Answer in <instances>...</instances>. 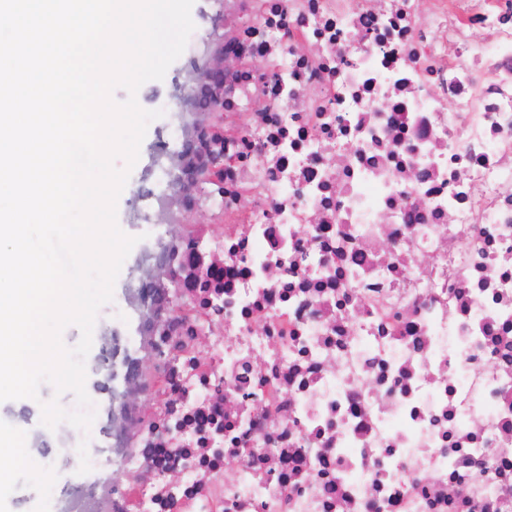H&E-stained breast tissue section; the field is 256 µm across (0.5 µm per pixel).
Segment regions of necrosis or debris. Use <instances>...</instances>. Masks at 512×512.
I'll use <instances>...</instances> for the list:
<instances>
[{"mask_svg": "<svg viewBox=\"0 0 512 512\" xmlns=\"http://www.w3.org/2000/svg\"><path fill=\"white\" fill-rule=\"evenodd\" d=\"M217 63L135 194L156 275L94 326L145 398L84 434L122 476L56 512H512V0H215Z\"/></svg>", "mask_w": 512, "mask_h": 512, "instance_id": "obj_1", "label": "necrosis or debris"}]
</instances>
